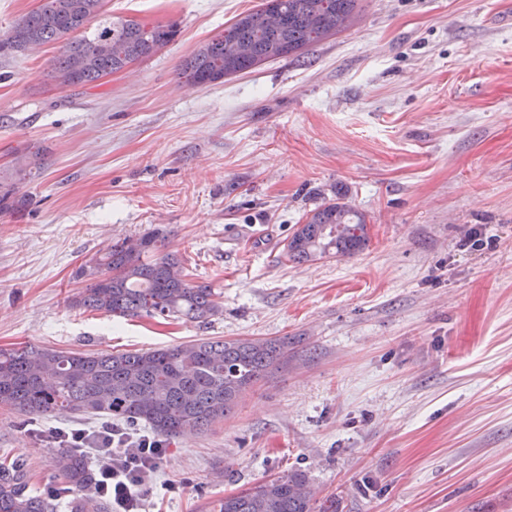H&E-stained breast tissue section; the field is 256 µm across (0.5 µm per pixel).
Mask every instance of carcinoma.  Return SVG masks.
<instances>
[{
    "instance_id": "carcinoma-1",
    "label": "carcinoma",
    "mask_w": 512,
    "mask_h": 512,
    "mask_svg": "<svg viewBox=\"0 0 512 512\" xmlns=\"http://www.w3.org/2000/svg\"><path fill=\"white\" fill-rule=\"evenodd\" d=\"M359 0H280L286 22L269 27L262 8L240 16L224 33L201 45L181 74L204 85L224 73L238 75L265 61L298 57L313 42L347 30ZM0 39V57L54 45L49 76L70 78L71 86L93 85L135 61L173 43L176 22L147 28L133 19L103 17V0H42ZM77 31L79 38L71 37ZM234 40L249 55L231 57ZM44 165L36 148L21 156L10 176L0 179V210L24 205L18 184ZM167 232L155 229L138 238L114 241L83 265L87 281L71 304L125 318L145 314L163 319L207 320L221 313L208 285L186 278L182 260L165 251ZM367 243L366 219L346 202L326 201L309 211L286 246L298 263L336 255H354ZM288 362V341L214 340L139 352L79 353L25 345L0 348V407L29 418L68 413L102 416L129 426L146 425L167 440L186 431L201 432L224 419L269 371ZM57 469L60 492L70 496V512H109L110 503L95 493L97 472L83 454L64 448ZM23 464H0V512H56L52 492H28ZM213 512H336L317 498L308 474L293 470L224 497Z\"/></svg>"
}]
</instances>
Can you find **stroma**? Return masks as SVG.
I'll use <instances>...</instances> for the list:
<instances>
[{
    "label": "stroma",
    "mask_w": 512,
    "mask_h": 512,
    "mask_svg": "<svg viewBox=\"0 0 512 512\" xmlns=\"http://www.w3.org/2000/svg\"><path fill=\"white\" fill-rule=\"evenodd\" d=\"M261 0H104L178 21L96 87L58 90L54 46L0 58V172L45 151L0 213V347L136 352L291 337L223 421L164 441L148 512H207L293 469L337 512H512V0H360L298 58L206 85L182 62ZM366 217L352 256L286 244L322 202ZM168 230L223 312L205 323L72 307L109 241ZM0 409V459L58 484L53 428Z\"/></svg>",
    "instance_id": "1"
}]
</instances>
